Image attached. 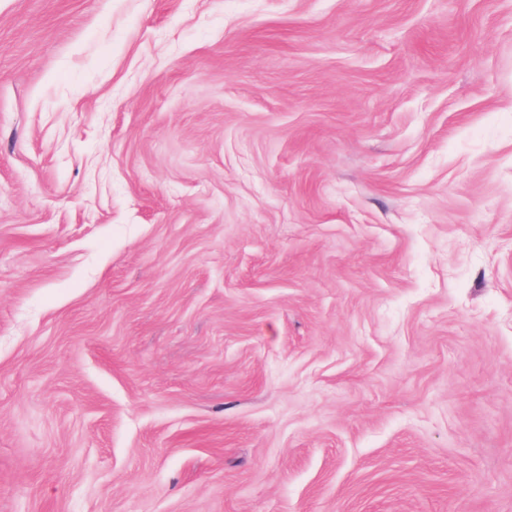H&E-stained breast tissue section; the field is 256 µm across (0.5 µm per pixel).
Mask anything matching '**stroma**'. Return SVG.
<instances>
[{
    "label": "stroma",
    "instance_id": "1",
    "mask_svg": "<svg viewBox=\"0 0 512 512\" xmlns=\"http://www.w3.org/2000/svg\"><path fill=\"white\" fill-rule=\"evenodd\" d=\"M0 512H512V0H0Z\"/></svg>",
    "mask_w": 512,
    "mask_h": 512
}]
</instances>
